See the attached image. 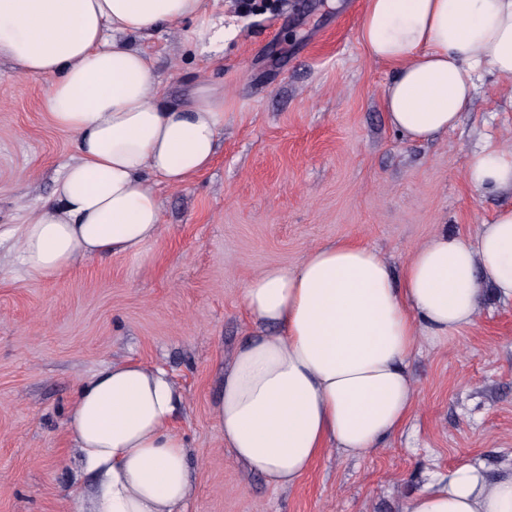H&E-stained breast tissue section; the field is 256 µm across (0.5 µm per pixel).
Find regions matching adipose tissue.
Listing matches in <instances>:
<instances>
[{"label": "adipose tissue", "instance_id": "adipose-tissue-1", "mask_svg": "<svg viewBox=\"0 0 512 512\" xmlns=\"http://www.w3.org/2000/svg\"><path fill=\"white\" fill-rule=\"evenodd\" d=\"M181 29L202 51H223L221 0H0V57L23 76H52L43 109L77 150L52 198L26 206L14 231L26 279L146 256L161 234L158 185L182 186L211 167L223 91L201 86L168 101L137 44ZM359 40L393 66L385 116L411 141L456 129L485 73L512 82V0H366ZM466 177L489 193L512 191V150H472ZM487 283L512 301V208L472 238L434 233L398 275L356 241L261 270L243 289L255 329L224 369L217 432L235 460L283 488L328 449H375L416 408L408 360L421 341L474 325ZM179 400L166 371L131 360L80 383L67 432L99 477L89 512H184L193 479L174 426ZM403 512H512V466L491 479L462 464L409 496Z\"/></svg>", "mask_w": 512, "mask_h": 512}]
</instances>
